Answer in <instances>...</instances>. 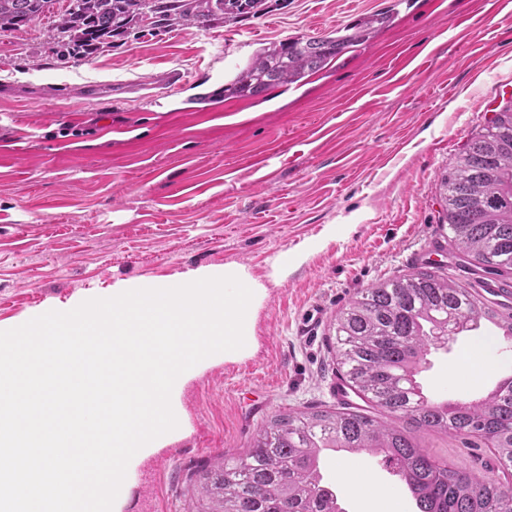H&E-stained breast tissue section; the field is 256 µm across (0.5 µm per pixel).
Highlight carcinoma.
I'll return each mask as SVG.
<instances>
[{
    "instance_id": "cac0c4a2",
    "label": "carcinoma",
    "mask_w": 512,
    "mask_h": 512,
    "mask_svg": "<svg viewBox=\"0 0 512 512\" xmlns=\"http://www.w3.org/2000/svg\"><path fill=\"white\" fill-rule=\"evenodd\" d=\"M56 0H0V30L21 28L51 11ZM279 0H71L49 39L72 59L147 31L229 27L259 18ZM392 19L374 14L320 37L295 36L259 48L224 82V96H259L299 85ZM448 244L488 275L512 274V105L474 135L443 181ZM486 320L512 341V306L423 268L357 293L336 315L342 378L373 409L431 430L479 433L512 469V377L485 399L448 410L424 395L416 376L427 348ZM382 453L413 495L418 512H512V484L448 470L401 431L370 415L296 411L266 423L252 447L232 461L208 464L194 485V512H345L324 482L325 449Z\"/></svg>"
}]
</instances>
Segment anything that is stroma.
Masks as SVG:
<instances>
[{
    "instance_id": "35a3bbf8",
    "label": "stroma",
    "mask_w": 512,
    "mask_h": 512,
    "mask_svg": "<svg viewBox=\"0 0 512 512\" xmlns=\"http://www.w3.org/2000/svg\"><path fill=\"white\" fill-rule=\"evenodd\" d=\"M68 5L0 31V327L117 282L201 268L241 264L264 284L255 348L184 387L185 435L128 476L125 512H188L198 464L243 455L275 415L336 408V316L361 289L410 274L426 250L463 280L441 184L512 102V5L287 0L232 28L132 37L78 61L48 38ZM389 9V25L301 84L197 99L267 43ZM171 68L206 79L153 98L149 76ZM112 82L129 84L128 100L87 92ZM493 330L486 322L429 346L417 380L430 401L481 400L512 376V362L463 371ZM387 424L440 465L506 480L480 437ZM321 460L345 512H364L388 470L365 451Z\"/></svg>"
}]
</instances>
